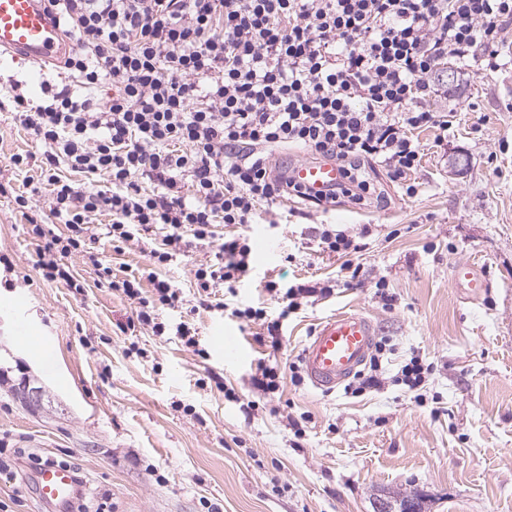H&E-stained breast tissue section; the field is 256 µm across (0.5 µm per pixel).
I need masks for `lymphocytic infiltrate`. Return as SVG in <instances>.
<instances>
[{"label": "lymphocytic infiltrate", "instance_id": "1", "mask_svg": "<svg viewBox=\"0 0 512 512\" xmlns=\"http://www.w3.org/2000/svg\"><path fill=\"white\" fill-rule=\"evenodd\" d=\"M75 43L64 63L79 89L43 82L30 103L22 81L9 94L41 148L38 183L50 191L51 224H34L43 278L76 287L64 260L87 259L100 279L130 301L121 332L176 336L199 348L197 331L179 315L183 299L161 268L191 241L217 248L194 271L202 306L214 288L237 296L256 277L246 233L220 225L252 224L260 206L310 198L274 171L284 146L335 160L343 181L316 205L376 194L368 170L380 167L408 197L420 188L408 175L421 160L417 130L434 129L444 147L453 113L432 112L448 94L434 79L443 61H474L476 73L503 66L501 46L512 0H50ZM111 97L98 101L101 84ZM81 176L72 181L61 169ZM109 189H99L100 178ZM108 216L98 228L100 216ZM62 232H55V225ZM111 243L153 240L149 262L125 277L94 251L99 233ZM278 312L234 308L256 323L258 345L279 348L290 314L328 285L269 280ZM171 310L162 318L161 310Z\"/></svg>", "mask_w": 512, "mask_h": 512}]
</instances>
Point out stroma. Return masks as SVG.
<instances>
[{"instance_id": "35a3bbf8", "label": "stroma", "mask_w": 512, "mask_h": 512, "mask_svg": "<svg viewBox=\"0 0 512 512\" xmlns=\"http://www.w3.org/2000/svg\"><path fill=\"white\" fill-rule=\"evenodd\" d=\"M430 108L456 116L447 150L434 147L433 130L416 133L417 197L378 172L384 208L291 197L261 211L276 224L267 234L275 253L255 257L257 279L240 288L239 302L276 312L261 290L268 280L334 286L290 315L279 350L254 342L256 325L200 305L193 271L213 246L193 244L166 268L207 351L201 357L175 338L122 333L129 303L79 257L67 264L83 292L43 279L14 202L25 174L11 163L37 147L11 97H0V440L15 453L0 474V500L36 512L28 475L38 459L54 458L86 480L87 512H374L391 492L422 494L426 512H512V65L471 76L457 105L436 97ZM323 224L363 237L357 274L319 248L314 230ZM465 260L490 282L476 299L451 279ZM381 279L392 304L376 294ZM18 307L45 350L16 338ZM343 311L365 313L388 339L384 388L354 397L287 379L276 393L251 389L258 359L288 371L317 323ZM229 336L244 346L232 363L222 358ZM133 341L142 355L128 353ZM413 356L433 366L418 395L391 381ZM213 373L242 402L225 400ZM33 387L36 405L25 398ZM178 400L192 414L175 409Z\"/></svg>"}]
</instances>
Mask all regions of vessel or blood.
I'll use <instances>...</instances> for the list:
<instances>
[{
  "label": "vessel or blood",
  "mask_w": 512,
  "mask_h": 512,
  "mask_svg": "<svg viewBox=\"0 0 512 512\" xmlns=\"http://www.w3.org/2000/svg\"><path fill=\"white\" fill-rule=\"evenodd\" d=\"M74 45L56 26L47 0H0V63L25 60L38 67L62 64ZM287 179L311 194L341 182L334 160L315 158L292 165ZM455 284L479 294L489 286L481 269L468 262L452 270ZM372 320L360 312H341L321 320L304 346L301 363L312 386L331 393L365 364L375 341ZM38 502L48 512H70L84 483L68 465L45 464L32 476Z\"/></svg>",
  "instance_id": "1"
}]
</instances>
